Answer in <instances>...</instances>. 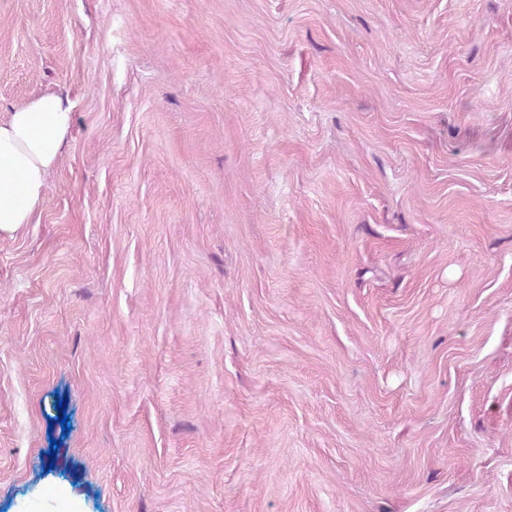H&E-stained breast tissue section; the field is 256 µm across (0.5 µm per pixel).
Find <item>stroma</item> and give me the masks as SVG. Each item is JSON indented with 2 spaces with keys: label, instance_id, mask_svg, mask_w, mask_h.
<instances>
[{
  "label": "stroma",
  "instance_id": "35a3bbf8",
  "mask_svg": "<svg viewBox=\"0 0 512 512\" xmlns=\"http://www.w3.org/2000/svg\"><path fill=\"white\" fill-rule=\"evenodd\" d=\"M46 93L0 512H512V0H0Z\"/></svg>",
  "mask_w": 512,
  "mask_h": 512
}]
</instances>
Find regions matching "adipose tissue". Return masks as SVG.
I'll list each match as a JSON object with an SVG mask.
<instances>
[{
	"instance_id": "adipose-tissue-1",
	"label": "adipose tissue",
	"mask_w": 512,
	"mask_h": 512,
	"mask_svg": "<svg viewBox=\"0 0 512 512\" xmlns=\"http://www.w3.org/2000/svg\"><path fill=\"white\" fill-rule=\"evenodd\" d=\"M72 123L70 104L55 94L16 108L0 123V233L33 222Z\"/></svg>"
}]
</instances>
